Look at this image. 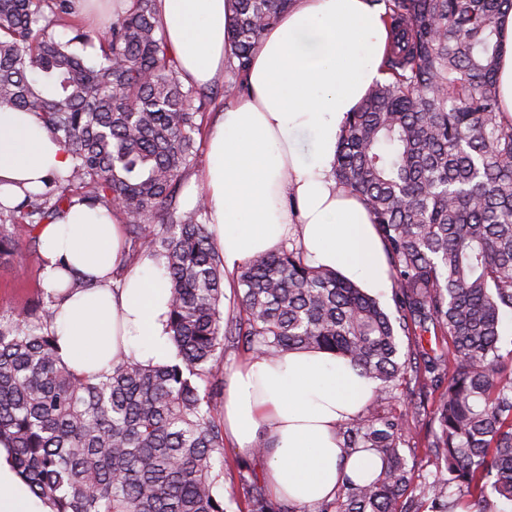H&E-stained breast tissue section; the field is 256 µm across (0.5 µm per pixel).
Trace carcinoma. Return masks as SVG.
<instances>
[{
    "instance_id": "1",
    "label": "carcinoma",
    "mask_w": 512,
    "mask_h": 512,
    "mask_svg": "<svg viewBox=\"0 0 512 512\" xmlns=\"http://www.w3.org/2000/svg\"><path fill=\"white\" fill-rule=\"evenodd\" d=\"M293 0H235L224 99L243 90L251 53ZM392 39L386 78L348 114L333 174L368 206L387 251L397 316L296 246L249 259L224 309V259L203 198L179 202L197 162L210 92L185 85L160 33L156 0H126L92 35L75 0H0V110L37 112L70 157L64 174L0 204L5 224L38 229L75 203L126 215L129 257L163 266L172 289L176 361L126 360L79 375L51 330L71 275L26 316L0 315V444L52 512H226L224 346L274 358L316 349L375 383L346 448L381 460L370 481L345 478L317 512H509L512 509V126L501 121L497 17L512 0H376ZM71 32L63 39L56 30ZM418 337L417 360L398 336ZM447 344L437 354L425 336ZM423 400L385 411L407 374ZM433 397L435 470L420 499L399 445ZM244 512H294L239 474Z\"/></svg>"
}]
</instances>
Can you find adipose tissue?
<instances>
[{
    "label": "adipose tissue",
    "mask_w": 512,
    "mask_h": 512,
    "mask_svg": "<svg viewBox=\"0 0 512 512\" xmlns=\"http://www.w3.org/2000/svg\"><path fill=\"white\" fill-rule=\"evenodd\" d=\"M376 0H294L255 47L244 89L208 125L201 174L209 230L224 258L225 288L246 260L295 242L314 266L340 272L369 292L390 289L388 258L364 202L336 183L338 136L347 115L382 79L390 32ZM233 0H157L163 39L184 84L224 76ZM498 85L512 125V11L497 19ZM70 158L32 112H0V192L17 204ZM126 217L70 207L42 225L41 279L62 291L70 272L90 290L67 296L52 329L58 354L80 374L110 371L132 358L162 364L173 356L166 328L172 290L163 268L144 259L126 270ZM374 384L346 360L289 351L251 354L229 371L224 437L243 455L265 443L264 478L272 497L314 512L333 500L344 477H368L380 460L343 448L337 426L354 418ZM0 512H52L14 471L0 445Z\"/></svg>",
    "instance_id": "1"
}]
</instances>
